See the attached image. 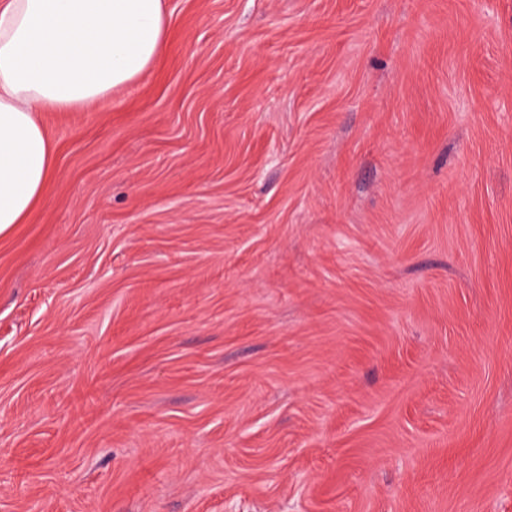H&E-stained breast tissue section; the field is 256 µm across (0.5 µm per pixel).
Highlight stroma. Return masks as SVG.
Masks as SVG:
<instances>
[{
  "mask_svg": "<svg viewBox=\"0 0 512 512\" xmlns=\"http://www.w3.org/2000/svg\"><path fill=\"white\" fill-rule=\"evenodd\" d=\"M166 3L38 115L0 512H512V0Z\"/></svg>",
  "mask_w": 512,
  "mask_h": 512,
  "instance_id": "1",
  "label": "stroma"
}]
</instances>
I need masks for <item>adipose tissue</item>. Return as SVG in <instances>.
Returning <instances> with one entry per match:
<instances>
[{"instance_id":"1","label":"adipose tissue","mask_w":512,"mask_h":512,"mask_svg":"<svg viewBox=\"0 0 512 512\" xmlns=\"http://www.w3.org/2000/svg\"><path fill=\"white\" fill-rule=\"evenodd\" d=\"M167 33L164 0H0V235L52 177L38 113L89 109L136 83Z\"/></svg>"}]
</instances>
